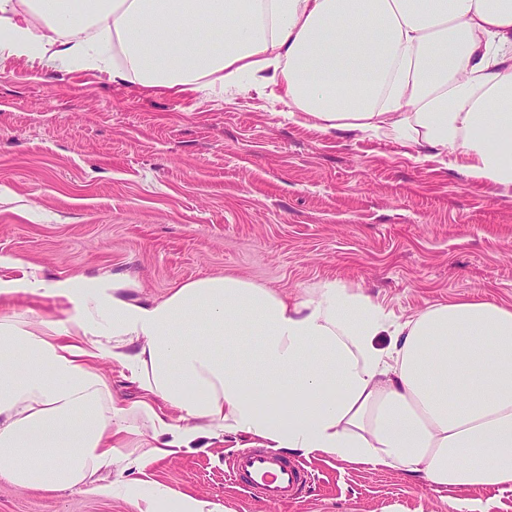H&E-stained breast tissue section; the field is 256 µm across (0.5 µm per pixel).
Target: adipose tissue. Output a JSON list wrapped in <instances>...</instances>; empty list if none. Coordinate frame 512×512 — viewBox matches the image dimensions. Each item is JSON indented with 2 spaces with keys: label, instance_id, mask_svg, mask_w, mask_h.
<instances>
[{
  "label": "adipose tissue",
  "instance_id": "ef3b65f1",
  "mask_svg": "<svg viewBox=\"0 0 512 512\" xmlns=\"http://www.w3.org/2000/svg\"><path fill=\"white\" fill-rule=\"evenodd\" d=\"M0 58L79 63L176 92L269 84L324 130L456 156L512 188V0H0ZM65 319L0 315V474L122 489L198 438L512 492V306L457 299L405 321L326 279L291 295L207 276L160 298L133 276L23 284ZM143 391L113 395L95 364ZM111 483H101L102 475Z\"/></svg>",
  "mask_w": 512,
  "mask_h": 512
}]
</instances>
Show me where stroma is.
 <instances>
[{"instance_id":"1","label":"stroma","mask_w":512,"mask_h":512,"mask_svg":"<svg viewBox=\"0 0 512 512\" xmlns=\"http://www.w3.org/2000/svg\"><path fill=\"white\" fill-rule=\"evenodd\" d=\"M134 274L158 298L233 275L284 293L354 284L398 320L476 298L512 305V188L384 136L324 132L270 91L171 93L74 67L0 61V278ZM247 435L202 440L142 476L221 512H512V493L289 452L312 473L267 510L226 475ZM0 512H138L91 488L0 478Z\"/></svg>"}]
</instances>
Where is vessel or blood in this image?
I'll use <instances>...</instances> for the list:
<instances>
[{
	"label": "vessel or blood",
	"mask_w": 512,
	"mask_h": 512,
	"mask_svg": "<svg viewBox=\"0 0 512 512\" xmlns=\"http://www.w3.org/2000/svg\"><path fill=\"white\" fill-rule=\"evenodd\" d=\"M226 467L232 483L267 507L303 498L311 484L302 463L261 448L232 454Z\"/></svg>",
	"instance_id": "vessel-or-blood-1"
}]
</instances>
